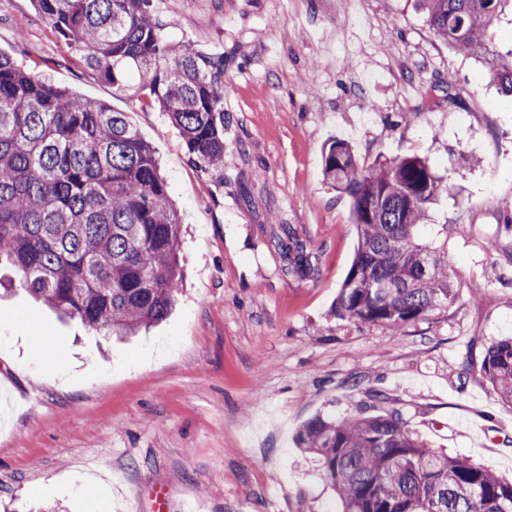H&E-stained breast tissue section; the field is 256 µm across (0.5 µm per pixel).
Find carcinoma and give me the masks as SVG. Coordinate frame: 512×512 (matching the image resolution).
<instances>
[{"instance_id": "cac0c4a2", "label": "carcinoma", "mask_w": 512, "mask_h": 512, "mask_svg": "<svg viewBox=\"0 0 512 512\" xmlns=\"http://www.w3.org/2000/svg\"><path fill=\"white\" fill-rule=\"evenodd\" d=\"M85 65L136 92L179 128L188 154L224 177V52L193 51L167 34L155 0H34ZM431 29L482 59L512 96V52L492 50L493 26L512 0H421ZM326 181L349 199L357 249L336 315L400 328L454 299L448 224L423 234L448 190L418 155L371 166L333 139ZM288 273L317 274L307 244L282 227ZM179 216L152 147L123 112L84 99L0 55V265L49 308L105 336L162 321L175 304ZM493 392L512 406V338L481 361ZM316 455L342 512H512V480L424 444L401 409L318 416L299 433Z\"/></svg>"}]
</instances>
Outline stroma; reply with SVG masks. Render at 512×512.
<instances>
[{"instance_id":"1","label":"stroma","mask_w":512,"mask_h":512,"mask_svg":"<svg viewBox=\"0 0 512 512\" xmlns=\"http://www.w3.org/2000/svg\"><path fill=\"white\" fill-rule=\"evenodd\" d=\"M170 37L224 52V175L159 109L89 70L31 0H0V54L126 113L180 214L176 305L118 340L21 289L0 299V512H338L298 440L319 415L401 409L429 447L512 476V406L481 369L512 336V96L417 0H156ZM448 177L456 298L401 328L334 307L357 246L324 144ZM314 255L289 274L282 225ZM386 395L373 403L371 392ZM100 475L81 488L84 473Z\"/></svg>"}]
</instances>
